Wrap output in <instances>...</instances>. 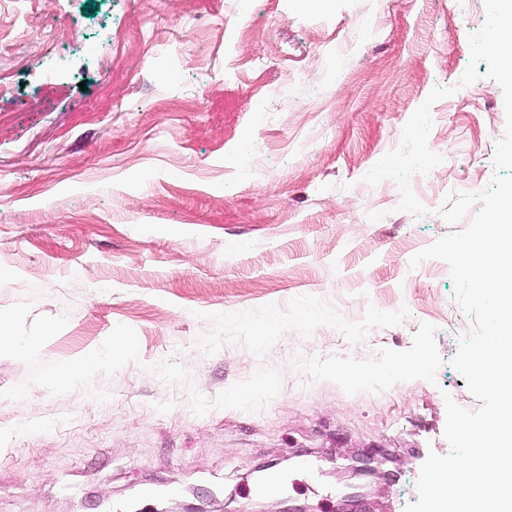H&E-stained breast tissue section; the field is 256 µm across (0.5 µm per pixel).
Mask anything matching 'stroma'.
I'll return each instance as SVG.
<instances>
[{"mask_svg":"<svg viewBox=\"0 0 512 512\" xmlns=\"http://www.w3.org/2000/svg\"><path fill=\"white\" fill-rule=\"evenodd\" d=\"M484 0H0V512H365L448 454L473 325L447 195L505 131L483 77L431 107L442 158L364 175L456 84ZM49 43L73 46L65 59ZM89 352L102 363L62 386ZM281 479L254 494L253 472ZM157 488L143 499L144 485ZM97 362V355L89 353L78 362L61 368L55 375L54 382L56 385H62L78 373H89L97 365Z\"/></svg>","mask_w":512,"mask_h":512,"instance_id":"obj_1","label":"stroma"}]
</instances>
